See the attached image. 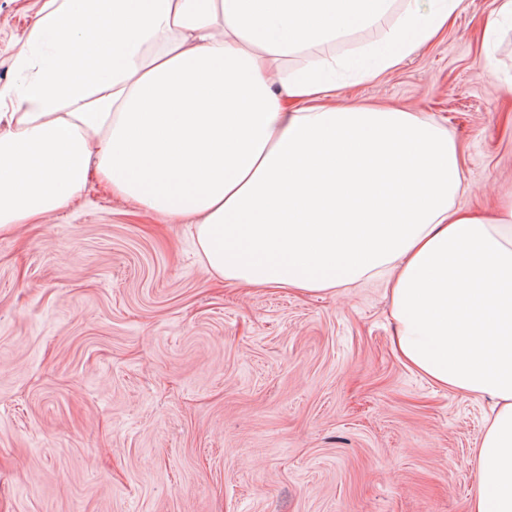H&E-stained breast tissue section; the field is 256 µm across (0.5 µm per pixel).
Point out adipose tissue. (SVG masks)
I'll return each mask as SVG.
<instances>
[{
	"instance_id": "ef3b65f1",
	"label": "adipose tissue",
	"mask_w": 512,
	"mask_h": 512,
	"mask_svg": "<svg viewBox=\"0 0 512 512\" xmlns=\"http://www.w3.org/2000/svg\"><path fill=\"white\" fill-rule=\"evenodd\" d=\"M49 0L0 88V234L45 219L91 173L193 228L208 270L326 293L386 275L392 345L432 385L491 405L469 512H512V198L455 205L446 130L391 106L336 105L326 52L375 80L464 0ZM304 56L275 75L277 63ZM380 28H363L355 32L348 38L355 40L358 45L354 48L346 47V40H342L336 43V47H333L330 53L336 54L337 59L348 57L356 48L364 45L373 44L378 41L382 34Z\"/></svg>"
}]
</instances>
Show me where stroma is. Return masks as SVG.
Listing matches in <instances>:
<instances>
[{
    "instance_id": "1",
    "label": "stroma",
    "mask_w": 512,
    "mask_h": 512,
    "mask_svg": "<svg viewBox=\"0 0 512 512\" xmlns=\"http://www.w3.org/2000/svg\"><path fill=\"white\" fill-rule=\"evenodd\" d=\"M465 2L336 102L448 129L456 203L486 208L512 192V25L485 35L498 0ZM45 3L0 0V87ZM386 288L229 284L191 230L90 177L0 236V512H467L487 405L399 362Z\"/></svg>"
}]
</instances>
